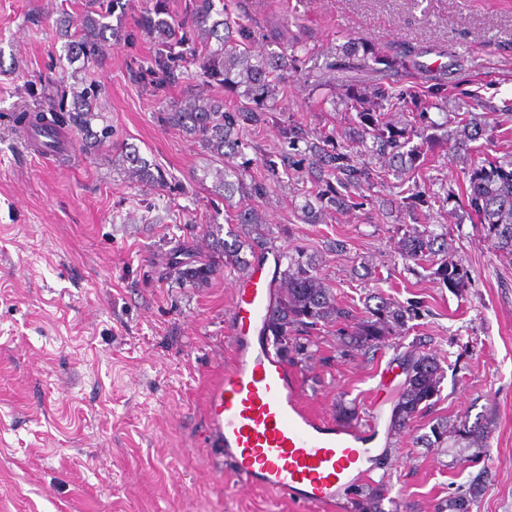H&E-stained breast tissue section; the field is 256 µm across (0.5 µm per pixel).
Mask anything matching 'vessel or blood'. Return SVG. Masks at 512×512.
Listing matches in <instances>:
<instances>
[{
  "mask_svg": "<svg viewBox=\"0 0 512 512\" xmlns=\"http://www.w3.org/2000/svg\"><path fill=\"white\" fill-rule=\"evenodd\" d=\"M281 261L269 251L254 266L257 280L238 289L230 339L233 359L205 400L209 443L217 465L239 486L261 489L306 508L340 512L348 493L387 465L377 445L383 409L366 423L325 419L302 398L298 372L262 334Z\"/></svg>",
  "mask_w": 512,
  "mask_h": 512,
  "instance_id": "1",
  "label": "vessel or blood"
}]
</instances>
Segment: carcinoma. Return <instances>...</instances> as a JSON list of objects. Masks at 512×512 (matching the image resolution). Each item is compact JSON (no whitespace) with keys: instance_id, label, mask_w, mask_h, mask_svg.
Segmentation results:
<instances>
[{"instance_id":"cac0c4a2","label":"carcinoma","mask_w":512,"mask_h":512,"mask_svg":"<svg viewBox=\"0 0 512 512\" xmlns=\"http://www.w3.org/2000/svg\"><path fill=\"white\" fill-rule=\"evenodd\" d=\"M230 4L224 9H215L214 0H193L189 17L182 21L183 36L198 34L204 42L215 39L216 46L206 49L199 62L203 77L227 88L239 97V104L228 107L219 100L193 99L176 112L166 113L165 120L182 127L214 162L215 188L223 192L227 211L234 214L236 223L244 226V238L232 235V240L216 238L217 259L239 267H247L251 260L266 249L268 233L265 220L255 209L237 211L235 195L263 198L272 186L281 182L282 176L305 170L314 176L316 199L320 211L342 212L357 206L352 189L387 185L390 178L397 179L400 204L405 215L412 221L409 229L399 240L398 254L406 261L420 265L429 263V276L452 291L467 287L470 275L464 267L444 259L430 262V258L444 245L448 233L436 232L421 223L423 208L430 195L419 189L415 181L424 147L436 140L430 132L435 124L422 126L419 130L421 143L412 144L413 134L405 125L388 118V113L397 112L409 105L419 108L423 99L436 98L447 90L448 71L442 72L444 81L423 87L412 93L404 88L403 80L425 70L420 58L426 54L421 48L405 44L389 51L372 49L363 55L353 52L339 56L326 63L332 71L357 72L370 68L380 74L381 81L372 87L371 95L365 97L359 90H351L348 97L349 110L354 112L352 127L345 135L346 142L338 143L328 135H321L302 124H288L280 128V137L286 148L275 157L264 159L266 174L261 180L246 181V159L234 162L243 154L245 143L239 140L241 131L264 125L278 110L279 96L286 86L279 73L297 67L299 42L291 45V53L272 51L267 55H256L250 43L257 34L250 25L229 21ZM166 10L163 0H156L152 12L142 17L141 27L150 32L165 33L170 22L163 18ZM110 11L88 12L74 25L76 33L64 30L67 51L95 60L102 51L101 44L108 41L107 31L111 26L104 22ZM176 52L169 48L159 52L149 69L151 76L160 81L178 78L174 70ZM96 90L84 88L73 92L71 106H63L49 112L23 110L15 122L23 130L33 125V118L45 121L59 129L75 128L87 138L106 139L109 128L93 131L92 122L97 118L90 97ZM460 129L450 132L454 146L464 154V183L460 185L461 197L478 219V227L491 248L502 258L512 262V156L509 158L477 157L473 155L471 143L483 138L486 123L474 122L469 113H461L457 120ZM371 152L384 160L377 167L364 159V152ZM119 156L127 172L141 180H163V175L151 171L150 164L134 149H122ZM287 266L279 272L278 291L265 320L263 335L273 337L278 353L288 362H299L306 355L310 340L306 336L328 326H337L336 335L346 350L377 351L392 346L397 329L421 317L420 307L404 305L382 296L377 303L366 305L361 314L340 304L332 289L324 283L310 260L300 252L286 255ZM216 270V259L192 260L179 268L180 279L193 288L208 286ZM405 367V380L393 405L389 421V432L399 435L410 429L413 421L422 412L434 405L444 379V370L437 359L419 346L406 351L401 357ZM491 418L481 415L475 421L467 418L450 424L439 421L430 427V432L420 436L418 442L435 451L447 442L456 446V455L471 449H480L487 438ZM354 512H385L384 485L380 484L367 494L353 490ZM481 494L477 486L464 492L448 495V499L437 505V512H472Z\"/></svg>"}]
</instances>
